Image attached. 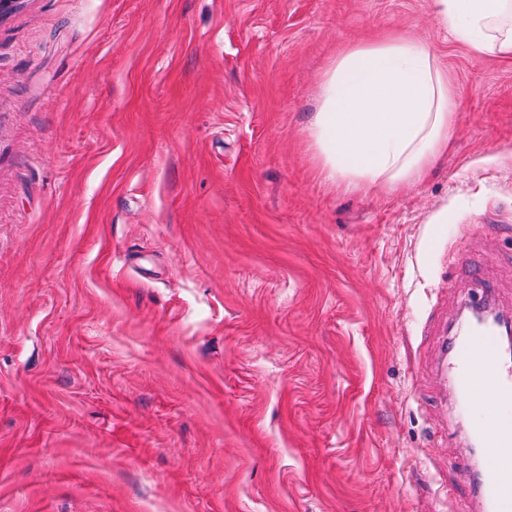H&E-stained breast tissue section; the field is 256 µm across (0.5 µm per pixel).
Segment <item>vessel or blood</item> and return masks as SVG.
Listing matches in <instances>:
<instances>
[{"label": "vessel or blood", "mask_w": 512, "mask_h": 512, "mask_svg": "<svg viewBox=\"0 0 512 512\" xmlns=\"http://www.w3.org/2000/svg\"><path fill=\"white\" fill-rule=\"evenodd\" d=\"M447 372L463 404L479 406L471 436L493 474L479 497L488 512H512V357L494 328L476 327L453 339Z\"/></svg>", "instance_id": "b4317fda"}]
</instances>
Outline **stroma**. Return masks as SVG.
<instances>
[{
	"instance_id": "stroma-1",
	"label": "stroma",
	"mask_w": 512,
	"mask_h": 512,
	"mask_svg": "<svg viewBox=\"0 0 512 512\" xmlns=\"http://www.w3.org/2000/svg\"><path fill=\"white\" fill-rule=\"evenodd\" d=\"M457 86L447 156L326 180L339 48ZM512 316V59L434 0H25L0 18V512H483L444 340Z\"/></svg>"
}]
</instances>
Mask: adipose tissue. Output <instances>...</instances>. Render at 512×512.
<instances>
[{
	"label": "adipose tissue",
	"mask_w": 512,
	"mask_h": 512,
	"mask_svg": "<svg viewBox=\"0 0 512 512\" xmlns=\"http://www.w3.org/2000/svg\"><path fill=\"white\" fill-rule=\"evenodd\" d=\"M472 53L512 58V0H436ZM457 93L421 41L391 33L344 45L320 84L310 135L324 176L347 189L395 192L448 149Z\"/></svg>",
	"instance_id": "adipose-tissue-1"
}]
</instances>
